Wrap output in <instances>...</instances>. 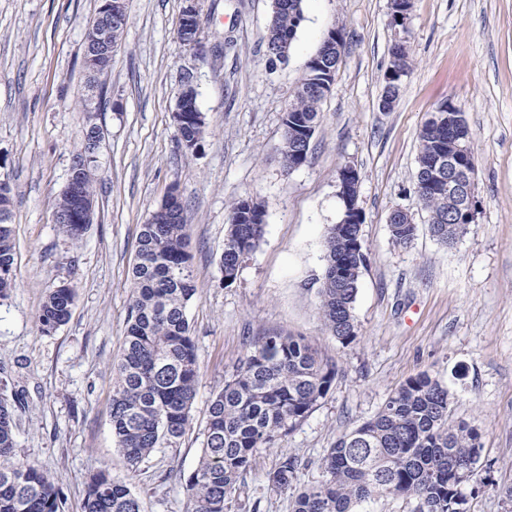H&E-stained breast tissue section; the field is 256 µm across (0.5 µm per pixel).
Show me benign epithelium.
<instances>
[{
    "label": "benign epithelium",
    "mask_w": 512,
    "mask_h": 512,
    "mask_svg": "<svg viewBox=\"0 0 512 512\" xmlns=\"http://www.w3.org/2000/svg\"><path fill=\"white\" fill-rule=\"evenodd\" d=\"M128 15L126 0H101L96 23L89 29L85 36V58L87 61V72L90 78H95L100 63L106 57L112 55V44L110 35L112 27L127 23ZM180 27L191 42L196 44L200 37V27L195 15V8L189 4L184 9ZM343 37L332 31L323 43V51L311 58V66L315 70L328 72L329 80L336 77V53L342 50ZM457 109L448 105V129H450L460 140V154L448 161V168H443L435 163L423 166V185H434L441 190L448 191V213L450 219L456 224H469L473 219V194L474 176L471 173V166L467 162L466 143L469 138V130L463 126L455 116ZM100 139V129L91 124L82 131L85 157L75 158L71 167L70 177L65 187L68 193L77 192L80 181L86 170L87 162L94 159L95 150ZM359 175L357 170L346 166L338 177V195L344 203V211L341 223L358 224L361 222L359 208L350 195V188H358Z\"/></svg>",
    "instance_id": "7a95c632"
}]
</instances>
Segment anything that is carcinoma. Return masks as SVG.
Instances as JSON below:
<instances>
[{
    "label": "carcinoma",
    "mask_w": 512,
    "mask_h": 512,
    "mask_svg": "<svg viewBox=\"0 0 512 512\" xmlns=\"http://www.w3.org/2000/svg\"><path fill=\"white\" fill-rule=\"evenodd\" d=\"M302 0H279L271 11L266 49L269 61L288 55L279 45L292 44L304 16ZM321 76L298 85L283 127L317 125L326 92ZM205 119L188 113L179 134L199 145ZM448 133L428 120L419 134L417 162L448 159L458 153ZM418 200L433 221L430 231L443 244L456 241L464 224H438L448 217V194L419 191ZM13 196L0 199V298L15 276ZM266 202L253 196L231 202L220 269L234 281L243 262L264 235ZM187 217L178 224L141 225L132 267L131 296L123 351L113 365L115 381L110 423L117 447L136 468L157 448L175 447L191 426V409L199 378L195 343L186 309L196 295L187 251ZM398 244L411 243L417 225H389ZM321 318L343 344L355 341L353 306L367 258L361 225L333 224L325 241ZM73 289L50 291L38 314L39 331L56 332L71 316ZM336 365L322 358L302 336L268 334L255 338L224 388L211 400L203 448L195 471L185 482L190 512H225L226 503L247 475L260 448H277L282 439L327 396ZM15 406L0 394V512H65L55 478L36 463L17 456ZM476 428L452 419L448 387L423 373L388 396L377 413L343 433L326 451L323 479L296 491L293 512H355L370 499L404 496L416 512H467V499L456 471L471 464L470 481L478 482L480 443ZM296 461L282 458L270 475L280 491L294 489ZM82 512H141L128 485L106 470L87 483Z\"/></svg>",
    "instance_id": "carcinoma-1"
}]
</instances>
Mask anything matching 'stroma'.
Returning a JSON list of instances; mask_svg holds the SVG:
<instances>
[{"mask_svg":"<svg viewBox=\"0 0 512 512\" xmlns=\"http://www.w3.org/2000/svg\"><path fill=\"white\" fill-rule=\"evenodd\" d=\"M100 0H0V179L13 188L15 285L0 299V392L16 409V452L54 476L67 512H82L88 476L127 482L141 512H188L214 394L249 340L301 336L336 363L321 404L276 448L258 449L226 512H292L272 488L282 456L294 484L322 478L336 439L371 418L390 393L428 373L447 385L457 419L480 434L486 480L468 512H512V0H413L394 21L390 0H303L287 62L268 63L271 0H197L202 47L184 46L187 0H128L124 38L90 85L85 35ZM345 40L320 105L308 162L285 172L282 116L331 29ZM412 69L392 109L380 106L394 44ZM207 134L181 146L172 113L184 81ZM97 109H82L85 99ZM444 102L459 109L475 156L474 220L438 243L415 192L418 135ZM101 131L94 215L80 239L54 222L86 123ZM354 166L367 265L353 308L357 338L341 344L320 320L325 236L341 217L337 173ZM177 187L189 225L197 295L187 310L200 365L192 425L173 448L129 469L112 438V364L127 329L141 224ZM267 204L260 246L225 283L220 270L230 203ZM410 211L414 240L396 244L388 217ZM67 283L69 321L42 334L46 293Z\"/></svg>","mask_w":512,"mask_h":512,"instance_id":"35a3bbf8","label":"stroma"}]
</instances>
